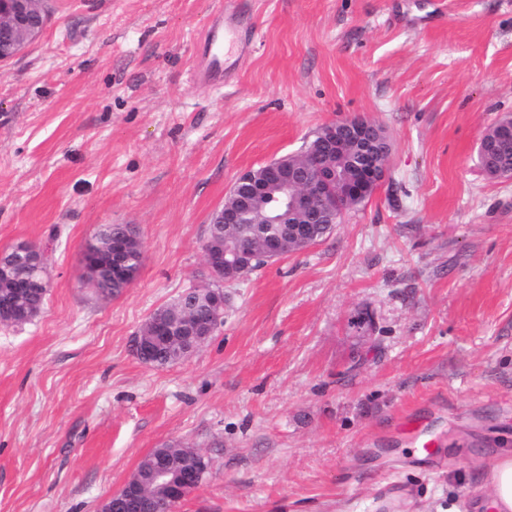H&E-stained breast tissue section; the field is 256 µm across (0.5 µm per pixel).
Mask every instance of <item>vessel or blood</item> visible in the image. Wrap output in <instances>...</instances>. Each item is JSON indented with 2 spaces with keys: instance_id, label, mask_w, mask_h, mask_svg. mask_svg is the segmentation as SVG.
Masks as SVG:
<instances>
[{
  "instance_id": "1",
  "label": "vessel or blood",
  "mask_w": 512,
  "mask_h": 512,
  "mask_svg": "<svg viewBox=\"0 0 512 512\" xmlns=\"http://www.w3.org/2000/svg\"><path fill=\"white\" fill-rule=\"evenodd\" d=\"M247 26L236 0H225L223 10L217 11L205 26L201 39L208 53L203 63L192 69L190 77L200 86H207L233 69L251 45L243 31Z\"/></svg>"
}]
</instances>
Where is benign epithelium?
Instances as JSON below:
<instances>
[{"label":"benign epithelium","mask_w":512,"mask_h":512,"mask_svg":"<svg viewBox=\"0 0 512 512\" xmlns=\"http://www.w3.org/2000/svg\"><path fill=\"white\" fill-rule=\"evenodd\" d=\"M45 25L41 0H0V62L16 56L32 44L39 38ZM351 143L359 146L363 152H378L380 161L359 167L353 177L339 182L333 164L298 166L288 163V157L284 156L264 166L263 177L259 182L253 179L252 171H245L237 178L230 192H237L238 186L242 184L251 185L250 193L256 195L265 194L272 187L277 189L278 194L271 195L275 200V206L271 207L274 224L280 223V215L290 208L300 213L326 210L334 214L336 196L366 199L372 188L384 182L388 172L391 143L382 126L367 119L348 117L328 124L323 148L329 158L343 156ZM133 249H142L141 239L135 233L112 239L109 254L112 278L130 280L136 277V273L125 261V254ZM283 253L284 240L281 235H268L264 254L275 258ZM204 257L205 268L212 279L231 284L246 275L245 262L232 244L222 252H206ZM101 259L102 253L95 247L83 252L84 281L91 288L97 287ZM28 290L29 282L25 277L16 274L9 266H0L1 323L16 322L18 310L24 304ZM186 294L192 296L191 304L184 309L188 316L201 300L213 312L218 313L224 309V292L221 289L192 288ZM168 335L169 326L165 321H150L148 329L136 339L137 357L145 364H152L156 345ZM192 480L194 476L186 470L163 468L157 472L155 481L167 487L168 495L165 498L155 499L128 481L110 496L112 505L105 508L104 512H116V505L126 500L135 501L138 512H171L180 500V494L187 490Z\"/></svg>","instance_id":"7a95c632"}]
</instances>
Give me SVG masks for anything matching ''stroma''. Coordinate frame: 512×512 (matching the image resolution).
<instances>
[{
	"label": "stroma",
	"mask_w": 512,
	"mask_h": 512,
	"mask_svg": "<svg viewBox=\"0 0 512 512\" xmlns=\"http://www.w3.org/2000/svg\"><path fill=\"white\" fill-rule=\"evenodd\" d=\"M241 2L253 50L220 85L190 71L221 0H47L0 63V254L37 244L49 280L0 323V512H97L166 444L209 462L175 512H475L512 448V178L477 160L512 112V0ZM356 116L388 132L387 180L225 285L189 357L142 363L240 174ZM104 224L142 242L116 296L84 282Z\"/></svg>",
	"instance_id": "stroma-1"
}]
</instances>
